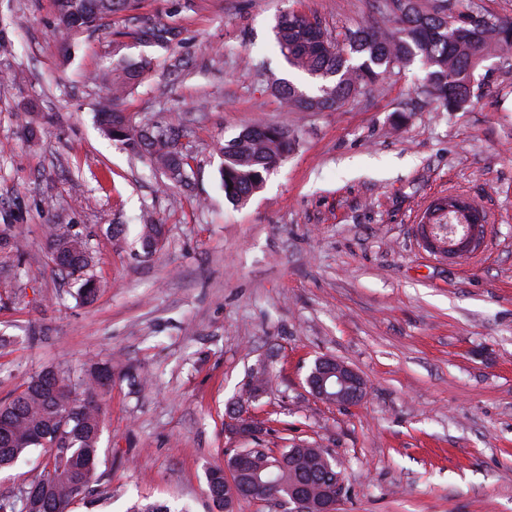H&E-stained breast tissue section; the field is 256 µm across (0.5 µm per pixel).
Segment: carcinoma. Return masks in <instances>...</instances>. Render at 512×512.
Instances as JSON below:
<instances>
[{
	"instance_id": "obj_1",
	"label": "carcinoma",
	"mask_w": 512,
	"mask_h": 512,
	"mask_svg": "<svg viewBox=\"0 0 512 512\" xmlns=\"http://www.w3.org/2000/svg\"><path fill=\"white\" fill-rule=\"evenodd\" d=\"M57 25L62 31L94 28L119 12L132 9L136 0H55ZM397 25L379 32L368 26L350 29L343 43L328 39L321 25L302 15L285 13L276 22V40L289 67L313 80L325 83L329 76L330 100L317 109H333L354 99L364 87L383 78L395 67L419 61L424 72L425 92L446 111L460 109L471 97L475 56L494 45H512L501 36L512 21L447 14V4L424 10L419 0L397 4ZM146 61H127L105 75L110 98L98 112L104 134L148 153L175 178L188 166L175 148L172 128L148 130L132 125L123 110L128 90L141 81ZM278 94L294 108L304 111L303 91L284 82L276 84ZM288 130L279 126H256L237 136L236 149L225 153L221 170L225 196L241 204L262 185L264 175L288 155ZM456 197L437 200L427 217L435 224H458L461 217L452 210ZM51 253L59 256L58 271L80 282L78 297L91 302L100 290L92 274L93 251L80 233L62 231L48 225ZM163 236L162 225L145 224L139 241L145 253L155 251ZM270 380L261 372L249 375L248 395L256 399L265 393ZM112 386V360L94 362L76 373L68 368H48L30 376L11 399L0 402V470L7 469L32 449L44 453L42 473L24 487L29 504L17 507L15 499H0V512H68L80 495L104 480L98 472V442L101 431L100 398ZM251 465L261 470L259 482L244 499L260 500L266 492V474L286 483L281 490L301 478L318 477V471L341 474L333 457L321 448H284L274 454L269 448L252 455ZM207 492L216 512H224V469L206 472Z\"/></svg>"
}]
</instances>
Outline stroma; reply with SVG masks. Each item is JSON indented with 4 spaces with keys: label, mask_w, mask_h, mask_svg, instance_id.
Wrapping results in <instances>:
<instances>
[{
    "label": "stroma",
    "mask_w": 512,
    "mask_h": 512,
    "mask_svg": "<svg viewBox=\"0 0 512 512\" xmlns=\"http://www.w3.org/2000/svg\"><path fill=\"white\" fill-rule=\"evenodd\" d=\"M288 11L337 42L396 16L392 0H138L63 33L54 0H0V226L19 244L0 249V336L13 339L0 401L48 367L119 362L104 480L70 512H208L205 474L226 452L307 445L342 466L338 512H512V60L491 52L457 112L427 96L417 63L298 112L274 89L307 80L275 45ZM122 58L149 63L125 112L179 128L186 181L101 132L107 90L90 76ZM256 125L286 127L291 149L240 205L224 195L222 147ZM448 193L488 216L468 259L431 256L418 236ZM50 224L86 236L103 284L93 302L55 269ZM143 224L166 229L149 256ZM320 357L363 376L358 405L314 398ZM261 364L271 389L245 413L257 433L231 436ZM42 468L30 451L0 472V497Z\"/></svg>",
    "instance_id": "1"
}]
</instances>
